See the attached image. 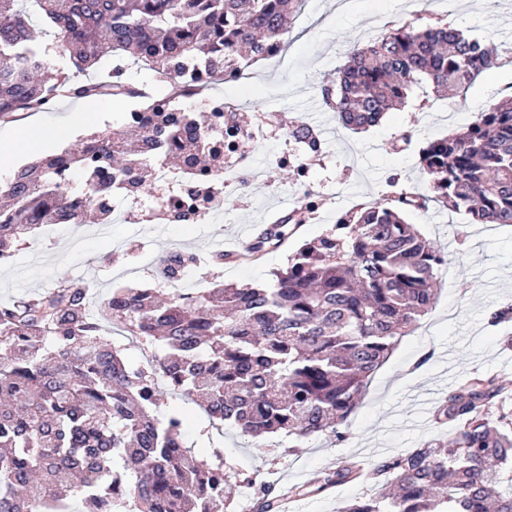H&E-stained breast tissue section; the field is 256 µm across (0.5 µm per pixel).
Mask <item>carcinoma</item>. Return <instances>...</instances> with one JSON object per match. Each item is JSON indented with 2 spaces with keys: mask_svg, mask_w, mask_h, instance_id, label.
Here are the masks:
<instances>
[{
  "mask_svg": "<svg viewBox=\"0 0 512 512\" xmlns=\"http://www.w3.org/2000/svg\"><path fill=\"white\" fill-rule=\"evenodd\" d=\"M299 0H0V119L34 112L63 89L76 98L137 99L117 128L88 132L78 150L35 157L0 187V258L46 223H98L111 214L112 182L138 191L156 185L149 157L202 180L236 143L207 140L200 112L178 119L165 103L142 99L113 69L103 83H82L61 70L40 78L50 46L37 45L33 17L53 33L76 73L112 56L143 64L168 82L167 99L202 92L235 77L288 42V13ZM505 64L497 49L450 24L401 26L348 51L329 106L358 130L377 125L413 87L462 96L484 72ZM289 136L317 150L301 124ZM421 164L435 199L474 224L512 225V97L479 112L461 132L430 143ZM81 173L97 199L65 196L62 177ZM67 200L55 204L58 197ZM424 201L403 192L396 203L365 205L301 246L264 287L208 288L183 297L114 282L100 321L88 313L86 289L71 281L32 300L0 304V512H223L231 471L223 454L191 455L184 417L158 416L159 380L202 406L210 423L251 439L270 435L345 439L340 430L372 374L399 339L435 304L441 250L403 218ZM288 216L247 251L256 257L288 239ZM196 257L169 252L157 274L190 270ZM119 328L154 348L152 364L135 367L112 339ZM512 386L469 379L448 395L435 421L448 441L382 457H352L317 481L316 491L371 482L375 493L344 512H512ZM259 512L281 499L259 488Z\"/></svg>",
  "mask_w": 512,
  "mask_h": 512,
  "instance_id": "obj_1",
  "label": "carcinoma"
}]
</instances>
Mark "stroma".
<instances>
[{
    "instance_id": "obj_1",
    "label": "stroma",
    "mask_w": 512,
    "mask_h": 512,
    "mask_svg": "<svg viewBox=\"0 0 512 512\" xmlns=\"http://www.w3.org/2000/svg\"><path fill=\"white\" fill-rule=\"evenodd\" d=\"M452 23L485 41L500 54L512 49V0H302L291 17L287 63H253L245 77H225L210 94L241 104L237 120L245 127L264 123L263 137L245 135L224 165L239 178L225 185L222 226H185L160 219L113 225L110 237L84 239L81 249L55 256L41 266L34 252L20 250L13 262L0 266V303L43 293L64 278L84 276L92 260L102 262L99 295H107L111 267H127V283L153 287L154 272L140 268L144 254L168 251L198 255L215 238L233 239L249 224L267 225L301 209L302 222L277 250L252 259L245 256L206 266L211 282L243 286L269 282L275 270L303 243L326 234L343 214L388 202L400 191L426 196V208L406 212L407 223L441 248L445 263L437 273V299L414 331L372 375L362 401L342 430L343 442L327 438L284 440L254 445L238 429L210 426L191 400L165 392L161 411L183 412L187 447L199 458L222 451L236 474L233 512H256L254 484L272 485L282 494L281 512H344L366 494L361 484H346L300 500L286 496L289 487L314 482L342 458L366 461L445 439L449 428L433 420L436 407L472 376L512 384V321L488 323L489 314L512 305V226L474 224L466 212H451L433 201L431 180L419 154L429 142L465 128L476 113L512 94V65L483 73L464 96H436L421 85L405 106L386 113L363 132L340 126L325 94L336 88V72L353 44L404 25ZM306 124L318 140L308 158V175L299 178L288 156L300 149L288 131Z\"/></svg>"
}]
</instances>
